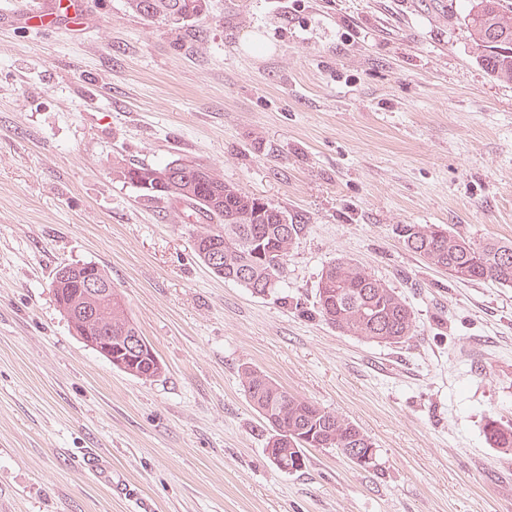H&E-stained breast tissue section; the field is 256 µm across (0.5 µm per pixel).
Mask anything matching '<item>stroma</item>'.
I'll return each mask as SVG.
<instances>
[{
	"instance_id": "stroma-1",
	"label": "stroma",
	"mask_w": 512,
	"mask_h": 512,
	"mask_svg": "<svg viewBox=\"0 0 512 512\" xmlns=\"http://www.w3.org/2000/svg\"><path fill=\"white\" fill-rule=\"evenodd\" d=\"M0 0V512H512V286L461 282L399 240L434 224L512 241V80L468 0H209L182 28L86 0L89 23ZM262 34L268 47L244 52ZM196 162L306 230L263 296L197 257L186 206L124 166ZM363 264L417 331L378 344L316 314L323 267ZM93 262L164 367L75 336L50 287ZM374 441L277 470L245 368ZM112 467L114 494L82 470ZM483 432L485 439L493 447L512 450V423L503 424L493 417H488Z\"/></svg>"
}]
</instances>
